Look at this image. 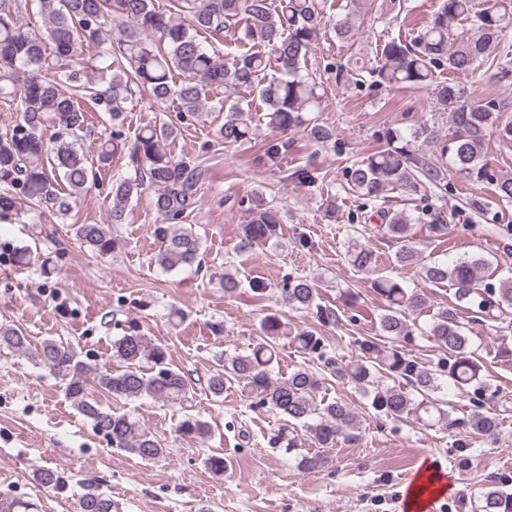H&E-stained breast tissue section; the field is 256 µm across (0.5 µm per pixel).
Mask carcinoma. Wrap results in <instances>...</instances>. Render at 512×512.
<instances>
[{"instance_id": "cac0c4a2", "label": "carcinoma", "mask_w": 512, "mask_h": 512, "mask_svg": "<svg viewBox=\"0 0 512 512\" xmlns=\"http://www.w3.org/2000/svg\"><path fill=\"white\" fill-rule=\"evenodd\" d=\"M43 26L26 29L19 14L26 0H0V99L16 105L19 120L0 136V216L29 204L65 214L69 198L88 190L98 180L100 168L112 154L129 151L133 175L112 182L111 223L121 224L132 197L145 186L155 189L154 207L163 222L153 232L161 241L157 262L172 271L192 265L200 255L202 239L183 219L199 203L208 168L191 159H178L163 144L177 134V127L166 122L147 124L132 142L123 140V112L136 95L147 93L163 103L178 101L179 121L194 119L205 106L206 94L213 87L232 91H258L266 105V125L285 133L299 130L308 141L326 145L334 140L333 131L311 116L321 111L326 93L322 82L304 71L307 56L322 34L333 30L342 41L353 36L352 13L335 18L325 16L318 0H172L171 10L160 11L153 0H38ZM243 25L244 50L224 58L207 48L201 34H224L226 24ZM465 23L467 37L454 33V23ZM512 26V0H439L431 20L407 40L391 37L378 45L381 64L368 66L351 58L344 64L328 63L340 88L368 85L372 89L395 87L424 90L431 94L437 112L448 114V134L440 135L433 125L423 124L403 134L387 125L378 131L380 147L346 171L349 188L361 196L367 207L382 201L387 191L399 187L407 192L435 189V196L448 190V166L477 184L494 187L497 197L512 201V176L502 175L486 158V141L495 136L512 147V108L496 98H476L454 80L440 81L438 74L469 75L477 71L491 83L512 77L509 53H495L501 32ZM110 36L105 66L99 68L103 88L87 85L81 79L83 47L98 46ZM277 70L267 81L262 75L272 65ZM183 77L181 83L175 75ZM106 112L112 119V135L99 144L96 160L88 159L80 146L81 132L87 128L88 113ZM224 124L218 137L227 146L251 140L255 131L250 109L233 103L225 109ZM51 136H45L47 128ZM434 144L436 154L422 152ZM293 142L272 138L264 145V155L274 161L288 153ZM383 235L397 245L396 262L420 266L426 279L435 284L448 282L458 302L475 305L482 313L494 310L504 315L512 311V277L499 284L483 282L486 263L482 258L449 264L434 261L423 264L420 251L410 242L411 218L388 210L380 211ZM418 219L427 222L439 236L448 234V217L433 202L424 204ZM279 209L259 198L249 211L243 228L246 246L264 245L277 237ZM74 234L81 244L104 257L112 254L116 241L105 224H76ZM349 262L364 271L373 270L374 252L364 246L348 251ZM373 287L386 303L380 315L382 335L404 342L414 331L407 315L427 304L425 295L404 287L386 276L373 279ZM281 302L295 309L314 311L324 323L336 321V310L317 302L316 289L304 277L288 280L281 289ZM448 352V362L436 372L420 368L397 349L384 350L368 341L363 350L372 360L339 364L328 362L331 373L372 396V407L397 418L414 417L450 427L456 425L445 403L434 394L446 377L458 388L487 387L481 366L472 356L471 336L457 308L448 306L434 316L427 331ZM293 338L297 347L310 353L321 351V338L309 330H294L279 316L266 315L260 322V336L250 352L222 357L219 368L207 379V389L215 398L224 396V386L234 380L258 397L286 422L276 434L275 443L296 449L290 428L299 424L309 429L321 448H333L342 437H353L356 418L348 404L338 398L318 400L327 377L298 367L286 378L273 375L276 359L274 343ZM30 357L49 369L64 383V393L73 407L90 419L94 428L144 461L162 458L165 448L140 429L127 413H116L102 405L89 391V381L115 398L128 400L152 397L173 406L189 402L193 386L187 376L169 363L167 349L131 330L112 344V357L123 369L107 366L91 368L78 358L75 349L61 340L47 339L32 351L28 339L17 328L0 326V348ZM152 363L145 371L141 361ZM401 378L406 385L388 384ZM471 433H496L499 421L477 414L466 423ZM184 436L203 440L210 427L194 417L184 418L178 427ZM328 462L321 452L299 456L303 471H315ZM80 512H118V504L103 493L84 494ZM478 512H512V493L498 487L483 492Z\"/></svg>"}]
</instances>
